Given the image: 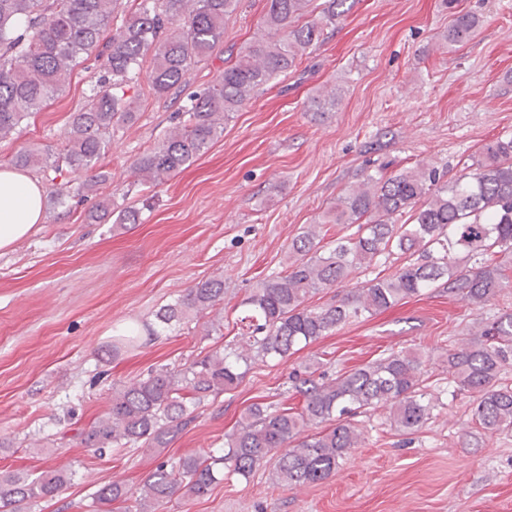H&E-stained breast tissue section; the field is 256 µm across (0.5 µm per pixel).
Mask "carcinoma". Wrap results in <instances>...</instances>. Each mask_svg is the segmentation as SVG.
<instances>
[{"instance_id":"cac0c4a2","label":"carcinoma","mask_w":512,"mask_h":512,"mask_svg":"<svg viewBox=\"0 0 512 512\" xmlns=\"http://www.w3.org/2000/svg\"><path fill=\"white\" fill-rule=\"evenodd\" d=\"M191 2L181 13L184 0H132L122 26L106 41L118 0H0V139L63 91L81 59L95 57L100 69L87 103L71 115L61 156L52 160L23 151L12 165L93 172L76 188L79 195L108 181L102 161L112 137L136 118L125 97L132 76L150 55L149 92L163 98L182 89L191 70L224 42V18L241 0ZM347 2L266 0L263 28L283 37L256 38L212 84L183 98L175 130L136 159L134 177L159 186L207 153L224 132V121L296 68L348 11ZM478 23L471 14L457 15L448 27V43H468ZM468 169L446 182L424 165L366 175L323 220L352 232L324 250L316 225L307 227L288 244L285 270L262 280L243 300L240 322L249 330V353L226 346L179 370L151 369L112 392L105 415L78 433L80 443L100 453L136 445L166 448L194 422L196 407L236 389L257 361L287 360L340 327L428 288H447L472 304L495 298L508 284L497 254L512 252V135L486 144ZM380 256H395L402 264L323 306L307 304L319 290L347 282L354 270ZM223 301L224 277L214 276L197 282L157 318L178 322ZM445 363L451 394L473 397L477 428L489 434L512 431V384L503 381L512 366V314L448 350ZM423 364L418 349L391 351L330 380L315 377L309 365L292 377L300 407L252 404L224 434V447L159 461L138 492L120 481L105 484L93 494L90 512H112L113 504L130 500L134 509L125 512H157L180 491L203 497L224 478H248L269 463L289 489L324 481L363 439L354 418L385 408L390 427L402 436L416 434L431 419L434 402L424 385ZM72 477L66 468L32 480L1 474L0 512H32L34 503L55 497Z\"/></svg>"}]
</instances>
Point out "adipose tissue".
<instances>
[{"label": "adipose tissue", "instance_id": "adipose-tissue-1", "mask_svg": "<svg viewBox=\"0 0 512 512\" xmlns=\"http://www.w3.org/2000/svg\"><path fill=\"white\" fill-rule=\"evenodd\" d=\"M43 221V189L23 173L0 170V250L33 234Z\"/></svg>", "mask_w": 512, "mask_h": 512}]
</instances>
